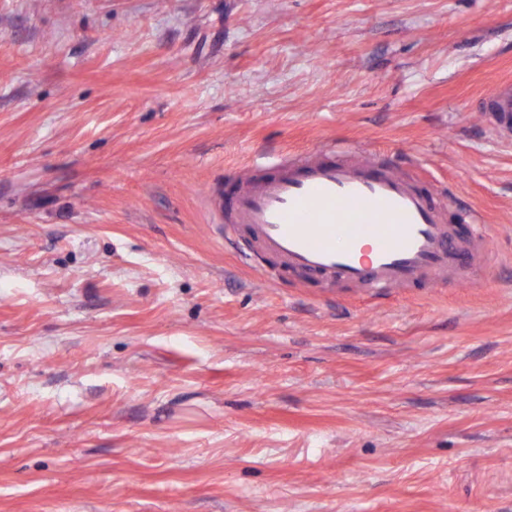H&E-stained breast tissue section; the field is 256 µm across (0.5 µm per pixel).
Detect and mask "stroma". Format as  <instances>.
<instances>
[{"label":"stroma","instance_id":"35a3bbf8","mask_svg":"<svg viewBox=\"0 0 512 512\" xmlns=\"http://www.w3.org/2000/svg\"><path fill=\"white\" fill-rule=\"evenodd\" d=\"M512 0H0V512H512ZM365 149L492 229L381 300L212 228ZM482 112L499 131L512 132V81L500 83L492 92L484 96Z\"/></svg>","mask_w":512,"mask_h":512}]
</instances>
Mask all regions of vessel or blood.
I'll list each match as a JSON object with an SVG mask.
<instances>
[{
    "label": "vessel or blood",
    "mask_w": 512,
    "mask_h": 512,
    "mask_svg": "<svg viewBox=\"0 0 512 512\" xmlns=\"http://www.w3.org/2000/svg\"><path fill=\"white\" fill-rule=\"evenodd\" d=\"M481 110L499 131L511 133L512 81L484 96ZM444 208L396 169L355 152L335 163L298 157L239 189L224 238L235 240L246 230L251 255L274 258L279 270L374 296L474 281L490 262L489 227L466 207L461 218L470 231L458 237Z\"/></svg>",
    "instance_id": "1"
}]
</instances>
